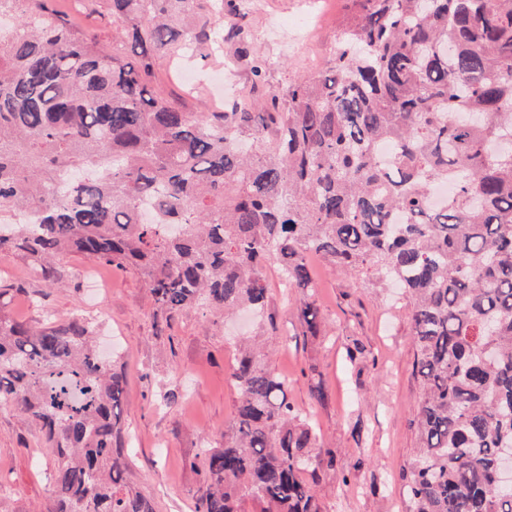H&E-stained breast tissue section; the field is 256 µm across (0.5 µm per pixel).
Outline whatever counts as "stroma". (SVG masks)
Returning <instances> with one entry per match:
<instances>
[{
	"label": "stroma",
	"mask_w": 512,
	"mask_h": 512,
	"mask_svg": "<svg viewBox=\"0 0 512 512\" xmlns=\"http://www.w3.org/2000/svg\"><path fill=\"white\" fill-rule=\"evenodd\" d=\"M348 0H229L225 21L250 35L249 56L236 44L164 58L154 88L188 110L223 112L236 97L270 109L273 92L328 66ZM266 64L261 81L252 59ZM224 75V96L210 89ZM308 262L320 288L322 322L310 335L298 322L295 289L281 285L276 265L265 269L269 288L263 317L214 322L194 307L155 322L153 300L129 269L98 265L79 254L61 257L59 285H48L24 257L0 254V282L17 288L7 314L39 325L45 312L79 308L99 317L126 375L123 403L124 483L154 512H194L204 484L193 461L201 449L224 445L238 393L230 377L237 335L261 333L265 365L288 379V398L332 450L334 464L319 470L315 492L323 512H408L409 470L418 437L414 412L422 396L415 371L410 310L397 293L380 295L370 276L332 271L316 255ZM324 388L326 402L311 396ZM179 400L165 406L167 390ZM54 464L38 430L11 409L0 408V512H46L47 480Z\"/></svg>",
	"instance_id": "stroma-1"
}]
</instances>
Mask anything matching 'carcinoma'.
<instances>
[{
	"mask_svg": "<svg viewBox=\"0 0 512 512\" xmlns=\"http://www.w3.org/2000/svg\"><path fill=\"white\" fill-rule=\"evenodd\" d=\"M108 52L53 0H0V254L43 280L78 253L136 272L170 319L264 311L276 263L317 333L314 253L403 290L424 396L409 512H512L498 490L512 450V0H351L329 72L296 82L280 112H190L149 89L173 49L221 37L196 0H105ZM391 154L383 158L382 143ZM454 192L427 205L437 183ZM0 406L35 423L56 457L47 512H153L122 485L117 361L95 319L5 315ZM241 347L224 447L204 448L195 512H321L318 437L287 382Z\"/></svg>",
	"mask_w": 512,
	"mask_h": 512,
	"instance_id": "1",
	"label": "carcinoma"
}]
</instances>
